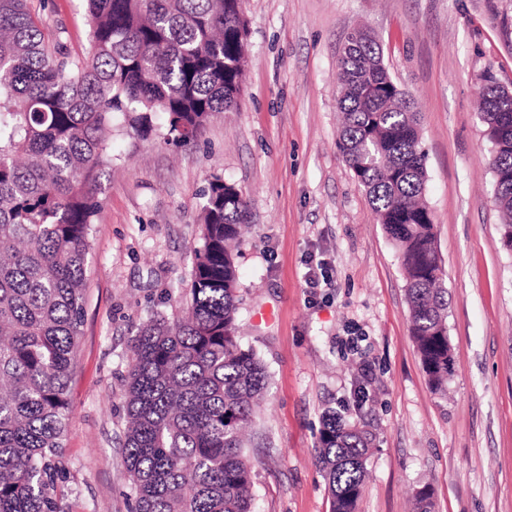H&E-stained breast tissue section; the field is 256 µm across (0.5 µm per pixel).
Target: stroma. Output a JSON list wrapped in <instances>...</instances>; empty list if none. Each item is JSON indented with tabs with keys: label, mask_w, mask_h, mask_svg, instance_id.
Instances as JSON below:
<instances>
[{
	"label": "stroma",
	"mask_w": 512,
	"mask_h": 512,
	"mask_svg": "<svg viewBox=\"0 0 512 512\" xmlns=\"http://www.w3.org/2000/svg\"><path fill=\"white\" fill-rule=\"evenodd\" d=\"M49 42L88 47L83 0H42ZM237 111L197 139L112 126V167L93 231L70 383L61 512H131L121 448L130 339L154 309L176 313L214 177L250 204L237 321L269 374L255 425L254 512H329L314 458L331 411L373 437L358 512H512V251L476 107L481 78L512 88V0H246ZM369 27L420 108L426 198L448 290V393H433L409 333L398 252L337 147V60ZM329 283L308 287L318 262Z\"/></svg>",
	"instance_id": "obj_1"
}]
</instances>
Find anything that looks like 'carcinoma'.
Here are the masks:
<instances>
[{
	"label": "carcinoma",
	"instance_id": "obj_1",
	"mask_svg": "<svg viewBox=\"0 0 512 512\" xmlns=\"http://www.w3.org/2000/svg\"><path fill=\"white\" fill-rule=\"evenodd\" d=\"M245 0H86L90 47L45 44L30 0H0V512H60L57 481L83 324L93 226L112 167V119L177 141L238 108ZM338 61L341 154L398 250L409 331L432 389L448 391V292L420 146L419 107L364 26ZM493 195L512 237V95L483 77ZM202 205L185 305L156 311L131 345L123 453L133 512H252L250 428L269 384L241 343L235 250L249 204L216 177ZM371 437L336 414L319 430L330 512H356ZM428 485L413 512H432Z\"/></svg>",
	"mask_w": 512,
	"mask_h": 512
}]
</instances>
